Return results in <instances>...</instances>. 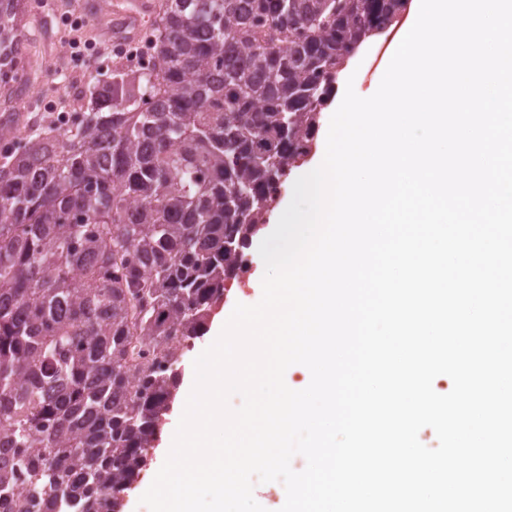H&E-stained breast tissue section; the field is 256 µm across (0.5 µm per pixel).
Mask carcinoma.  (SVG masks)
<instances>
[{"label":"carcinoma","instance_id":"1","mask_svg":"<svg viewBox=\"0 0 512 512\" xmlns=\"http://www.w3.org/2000/svg\"><path fill=\"white\" fill-rule=\"evenodd\" d=\"M21 0H0V88ZM406 0H166L144 72L5 124L0 512H114L348 54Z\"/></svg>","mask_w":512,"mask_h":512}]
</instances>
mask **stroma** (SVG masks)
Listing matches in <instances>:
<instances>
[{
    "label": "stroma",
    "mask_w": 512,
    "mask_h": 512,
    "mask_svg": "<svg viewBox=\"0 0 512 512\" xmlns=\"http://www.w3.org/2000/svg\"><path fill=\"white\" fill-rule=\"evenodd\" d=\"M136 0H26L28 8L21 25L28 39L27 80L14 92L0 93V118L11 126L27 130L38 123L58 122L62 113L71 111L76 95L84 89L90 75L107 73L115 67L132 68L131 60L117 56L110 39L115 15L134 10ZM96 42L86 56L73 55L72 38ZM392 42L383 33L370 40L353 57L338 89L353 85L362 97L369 96L382 78V66ZM252 263L241 283L233 285L223 306L217 309L215 322L231 315L236 303L252 305L262 296L261 281L265 265L259 252H252Z\"/></svg>",
    "instance_id": "1"
}]
</instances>
